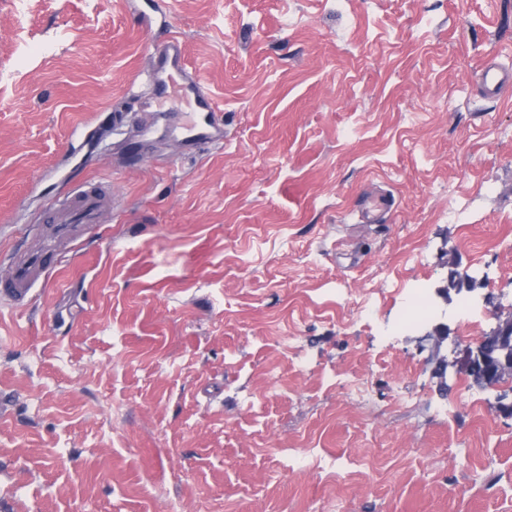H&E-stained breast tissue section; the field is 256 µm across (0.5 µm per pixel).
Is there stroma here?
<instances>
[{
    "label": "stroma",
    "instance_id": "obj_1",
    "mask_svg": "<svg viewBox=\"0 0 512 512\" xmlns=\"http://www.w3.org/2000/svg\"><path fill=\"white\" fill-rule=\"evenodd\" d=\"M156 3L223 149L128 94L156 42L121 0H0V240L65 177L115 196L106 237L0 305V512H512V380L456 365L512 317V90L480 92L512 0ZM418 291L446 339L401 327Z\"/></svg>",
    "mask_w": 512,
    "mask_h": 512
}]
</instances>
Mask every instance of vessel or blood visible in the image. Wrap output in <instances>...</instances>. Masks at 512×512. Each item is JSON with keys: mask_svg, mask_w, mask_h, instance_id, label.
Masks as SVG:
<instances>
[{"mask_svg": "<svg viewBox=\"0 0 512 512\" xmlns=\"http://www.w3.org/2000/svg\"><path fill=\"white\" fill-rule=\"evenodd\" d=\"M138 25L153 33L157 23L152 0H130ZM147 84L151 102L186 104L192 112L187 122L174 127L186 151L198 154L224 144V114L206 87L199 70L188 58L185 41L172 23H165L159 48L147 72L138 74ZM484 96L495 98L504 85L512 84V71L487 64L481 77ZM112 209V191L85 179L66 183L62 193L47 209L41 223L26 231L32 245L25 260L14 264L7 279L0 281V302L13 307L26 305L37 285L47 282L70 253L71 243L97 230Z\"/></svg>", "mask_w": 512, "mask_h": 512, "instance_id": "1", "label": "vessel or blood"}]
</instances>
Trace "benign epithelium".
I'll return each instance as SVG.
<instances>
[{"label": "benign epithelium", "instance_id": "1", "mask_svg": "<svg viewBox=\"0 0 512 512\" xmlns=\"http://www.w3.org/2000/svg\"><path fill=\"white\" fill-rule=\"evenodd\" d=\"M493 348L478 345L466 348L459 361V370L465 373L480 371L487 386L512 379V321H500L490 334Z\"/></svg>", "mask_w": 512, "mask_h": 512}]
</instances>
